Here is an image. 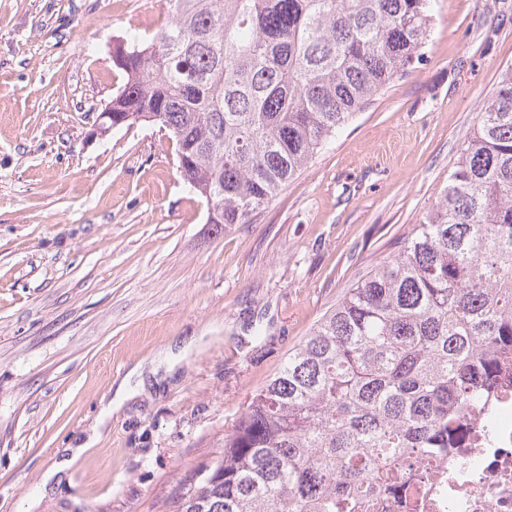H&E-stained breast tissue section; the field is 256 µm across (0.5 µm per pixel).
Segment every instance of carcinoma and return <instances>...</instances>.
Instances as JSON below:
<instances>
[{"mask_svg": "<svg viewBox=\"0 0 512 512\" xmlns=\"http://www.w3.org/2000/svg\"><path fill=\"white\" fill-rule=\"evenodd\" d=\"M114 47L112 113L148 117L213 223L253 224L421 58L432 0H168ZM512 371V66L400 250L345 289L224 435L172 512H360L428 459Z\"/></svg>", "mask_w": 512, "mask_h": 512, "instance_id": "obj_1", "label": "carcinoma"}]
</instances>
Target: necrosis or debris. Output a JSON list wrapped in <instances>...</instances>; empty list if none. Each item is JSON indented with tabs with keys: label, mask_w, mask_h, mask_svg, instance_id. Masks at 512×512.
<instances>
[{
	"label": "necrosis or debris",
	"mask_w": 512,
	"mask_h": 512,
	"mask_svg": "<svg viewBox=\"0 0 512 512\" xmlns=\"http://www.w3.org/2000/svg\"><path fill=\"white\" fill-rule=\"evenodd\" d=\"M465 430L455 462L429 463L431 478L378 494L368 512H512V396L472 413Z\"/></svg>",
	"instance_id": "necrosis-or-debris-1"
}]
</instances>
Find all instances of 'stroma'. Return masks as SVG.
I'll return each mask as SVG.
<instances>
[{
  "label": "stroma",
  "mask_w": 512,
  "mask_h": 512,
  "mask_svg": "<svg viewBox=\"0 0 512 512\" xmlns=\"http://www.w3.org/2000/svg\"><path fill=\"white\" fill-rule=\"evenodd\" d=\"M169 19L166 0H0V512H168L410 236L512 65V0H433L411 71L255 223L219 227L164 129L95 133L123 82L113 42Z\"/></svg>",
  "instance_id": "stroma-1"
}]
</instances>
